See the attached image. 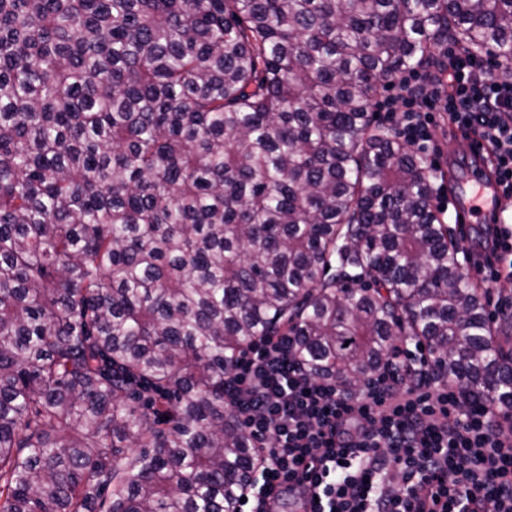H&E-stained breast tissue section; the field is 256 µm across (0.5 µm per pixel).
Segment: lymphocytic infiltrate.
<instances>
[{
    "mask_svg": "<svg viewBox=\"0 0 512 512\" xmlns=\"http://www.w3.org/2000/svg\"><path fill=\"white\" fill-rule=\"evenodd\" d=\"M386 89L391 130L431 169L441 123L472 129L512 195V78L495 62L452 50L445 80L414 70ZM224 405L253 451L242 512L291 493L303 512H512V414L435 373L417 339L346 388L312 376L292 336L261 338L225 375Z\"/></svg>",
    "mask_w": 512,
    "mask_h": 512,
    "instance_id": "obj_1",
    "label": "lymphocytic infiltrate"
}]
</instances>
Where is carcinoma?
<instances>
[{"label": "carcinoma", "mask_w": 512, "mask_h": 512, "mask_svg": "<svg viewBox=\"0 0 512 512\" xmlns=\"http://www.w3.org/2000/svg\"><path fill=\"white\" fill-rule=\"evenodd\" d=\"M512 0H0V512H235L224 375L263 336L345 385L402 336L512 412L432 174L373 127Z\"/></svg>", "instance_id": "obj_1"}]
</instances>
